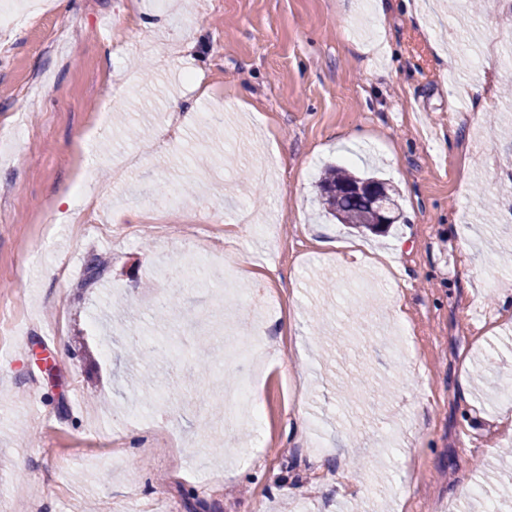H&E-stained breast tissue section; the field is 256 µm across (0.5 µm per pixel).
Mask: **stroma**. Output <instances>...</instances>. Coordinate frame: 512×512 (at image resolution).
<instances>
[{"instance_id": "35a3bbf8", "label": "stroma", "mask_w": 512, "mask_h": 512, "mask_svg": "<svg viewBox=\"0 0 512 512\" xmlns=\"http://www.w3.org/2000/svg\"><path fill=\"white\" fill-rule=\"evenodd\" d=\"M416 3L432 35L398 0L0 5V512H512V0ZM330 164L396 189L387 235L326 216ZM192 241L237 295L154 319ZM255 330L258 432L224 421Z\"/></svg>"}]
</instances>
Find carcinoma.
Wrapping results in <instances>:
<instances>
[{"label": "carcinoma", "mask_w": 512, "mask_h": 512, "mask_svg": "<svg viewBox=\"0 0 512 512\" xmlns=\"http://www.w3.org/2000/svg\"><path fill=\"white\" fill-rule=\"evenodd\" d=\"M356 183L374 184L382 190L389 202L397 203L395 189L383 180L375 176L357 175L339 167L326 172L320 184L321 197L328 213L339 223L368 232L370 225L364 219L372 212L370 199L364 194L346 190V187Z\"/></svg>", "instance_id": "1"}]
</instances>
